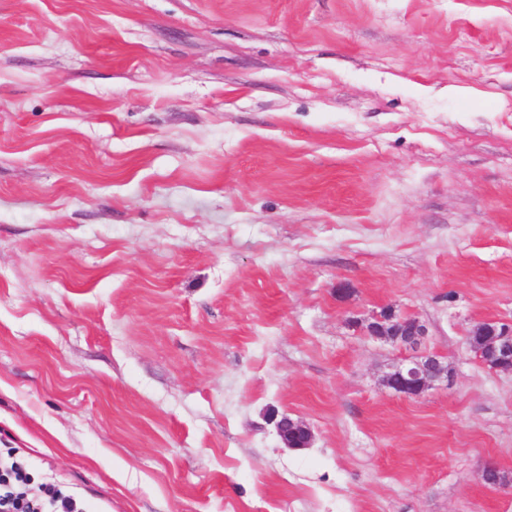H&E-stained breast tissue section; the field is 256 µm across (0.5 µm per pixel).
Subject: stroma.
Returning <instances> with one entry per match:
<instances>
[{
    "label": "stroma",
    "mask_w": 512,
    "mask_h": 512,
    "mask_svg": "<svg viewBox=\"0 0 512 512\" xmlns=\"http://www.w3.org/2000/svg\"><path fill=\"white\" fill-rule=\"evenodd\" d=\"M385 310L448 365L420 398ZM483 319L512 323V0H0V457L34 482L512 512ZM407 319V320H404ZM366 337L384 339L400 347H418L426 338L425 325L417 318H399L398 322L383 324L379 317L366 326ZM278 415L273 417L278 436L287 448L302 449L308 448L312 441V432L301 420H294L282 415L277 419ZM298 440L300 445H293V441Z\"/></svg>",
    "instance_id": "1"
}]
</instances>
